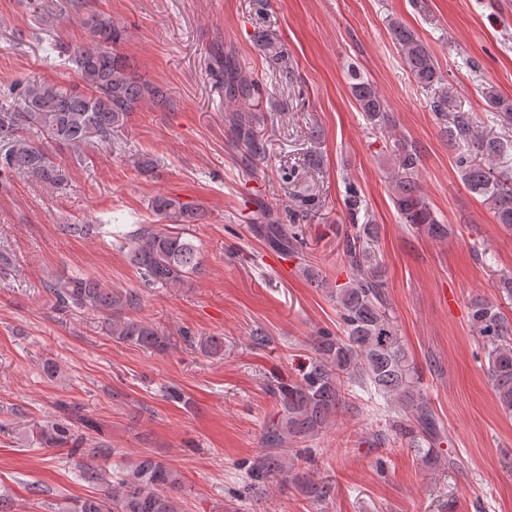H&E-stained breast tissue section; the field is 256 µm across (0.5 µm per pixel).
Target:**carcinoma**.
Masks as SVG:
<instances>
[{
    "instance_id": "obj_1",
    "label": "carcinoma",
    "mask_w": 512,
    "mask_h": 512,
    "mask_svg": "<svg viewBox=\"0 0 512 512\" xmlns=\"http://www.w3.org/2000/svg\"><path fill=\"white\" fill-rule=\"evenodd\" d=\"M66 2L58 7L56 0H26V7L37 23L51 11L59 19L72 10L83 13L85 41L59 45L64 64L71 67L77 83L63 88L40 80H21L0 92V142L9 144L0 153V177L28 175L57 185L64 171L36 142L38 134L45 133L56 144L77 151L93 136L110 140L114 129L143 104L167 99L166 90L138 76L127 56L118 51L125 38L123 28L102 14L83 11L85 0ZM389 30L416 82L434 91L431 110L448 142L457 149L455 165L462 182L471 193L483 198L497 223L512 231V172L496 166L497 158L512 148V142L479 130L477 124L461 115L448 117L451 87L429 47L396 18L389 20ZM349 79L352 96L369 123L388 127L391 119L387 105L374 83L354 69L349 70ZM224 87L227 95L238 102L249 100L255 93L254 84L241 76L231 56L224 58ZM483 95L499 120L511 126L512 99L489 87ZM233 127L248 156L263 153L264 146L248 121L236 116ZM322 136L321 128H309V140L315 144L308 158L312 166L322 161ZM392 153L395 171L390 187L401 223L432 238L447 236V225L438 219L416 181L421 161L418 147L398 139ZM151 207L160 221L169 224H193L200 217L197 205L163 195L154 197ZM362 207L357 191L349 189L345 208L353 233L344 238L343 251L356 275L349 283L336 286L344 335L319 332L309 370L296 381L276 379V413L264 428V453L249 470L256 488L288 476L292 468L279 449L324 432L334 422L340 406L346 405V394L354 385L370 388L394 403L399 435L410 440L424 465L440 463L436 444L443 436L428 401L420 393V377L386 314L383 274L369 250L376 225L359 223ZM257 232L273 248L303 254L299 226L283 224L271 212L264 215ZM124 239L129 244L131 264L149 285H184L201 269L199 249L179 233L141 224L124 234ZM46 288L62 313L79 309L106 316L112 337L121 342L153 351H166L171 346L169 338L154 326L130 315L140 306L139 297L130 291L105 288L89 275L51 280ZM470 317L477 335L490 345L489 373L500 406L512 414V322L485 301L471 305ZM35 441L42 448H76L83 437L68 424L54 421L38 427ZM79 478L89 484L106 485L103 495L72 499L57 505L54 512H178L171 492L181 487L180 475L150 458L139 460L113 480L92 465L82 467Z\"/></svg>"
}]
</instances>
